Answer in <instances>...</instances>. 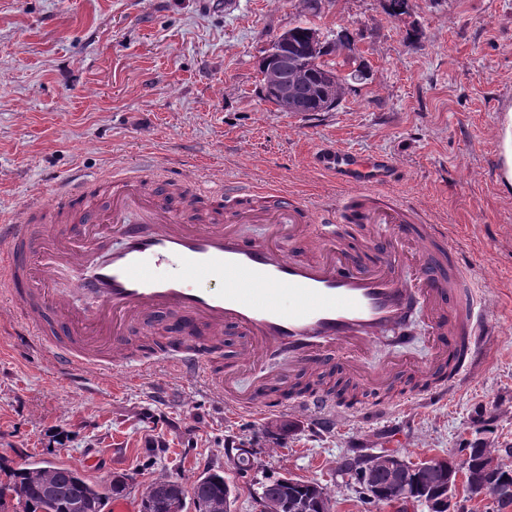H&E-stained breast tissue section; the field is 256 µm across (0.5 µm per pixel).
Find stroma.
Listing matches in <instances>:
<instances>
[{
    "mask_svg": "<svg viewBox=\"0 0 512 512\" xmlns=\"http://www.w3.org/2000/svg\"><path fill=\"white\" fill-rule=\"evenodd\" d=\"M324 39L353 34L369 75L345 84L326 112H283L265 99L259 62L298 25ZM512 0H0V221L25 217L70 174L141 168L146 190L184 194L207 217L198 186H271L311 204L342 194L309 159L320 148L382 154L398 175L388 192L448 225L486 286L491 333L443 397L406 371L393 406H336L324 426L287 408L228 411L200 382L177 378L155 342L166 319L135 325L130 351L151 372L118 367L74 385L43 345L14 344L22 324L0 309V465L42 461L95 481L131 476L128 499L165 476L191 483L223 472L234 512H260L261 486L288 475L325 488L336 512H399L361 494L344 463L384 451L416 463L512 445V185L495 145L512 137ZM405 347L380 343L371 361L430 362L424 329ZM254 455L237 468L241 450Z\"/></svg>",
    "mask_w": 512,
    "mask_h": 512,
    "instance_id": "obj_1",
    "label": "stroma"
}]
</instances>
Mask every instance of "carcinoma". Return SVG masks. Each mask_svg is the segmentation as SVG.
<instances>
[{"label": "carcinoma", "mask_w": 512, "mask_h": 512, "mask_svg": "<svg viewBox=\"0 0 512 512\" xmlns=\"http://www.w3.org/2000/svg\"><path fill=\"white\" fill-rule=\"evenodd\" d=\"M310 26L298 25L288 30V46L282 53L261 59L259 71L282 70L288 67L293 73L306 68L305 82L297 87V94L304 110L326 111L329 104L338 103L348 78L341 75L339 67L350 62L345 51L352 50L355 39L340 32L336 38L325 42V50L311 58L305 55V44ZM128 487V478L115 476L104 485L95 483L79 471L63 464L47 462L23 468L0 467V512H104L108 501L120 497ZM230 485L224 475L214 471L195 479L190 489L170 479L160 477L148 485L142 495V512H171L173 502H186L191 498L196 512H210V507L224 500ZM261 496L274 503L278 512H288V502L294 497L306 498L314 504L328 496L324 488L297 480L288 484V478L274 479L262 486Z\"/></svg>", "instance_id": "1"}]
</instances>
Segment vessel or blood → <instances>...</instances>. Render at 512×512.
<instances>
[{"label":"vessel or blood","instance_id":"vessel-or-blood-1","mask_svg":"<svg viewBox=\"0 0 512 512\" xmlns=\"http://www.w3.org/2000/svg\"><path fill=\"white\" fill-rule=\"evenodd\" d=\"M314 165L344 186L337 205L317 208L275 188L225 184L211 193L219 208L206 226L179 223L164 194L142 191L139 175L106 180L110 204L99 212L86 179L69 176L28 211L75 207L77 223L0 224V286L23 324L17 345L40 340L45 318H55L62 339L49 346L52 363L78 383L122 361L121 341L133 324L173 313L178 346L169 367L205 380L227 409L257 417L278 409L264 392L270 381L317 373L339 355L375 395L367 412L388 410L382 395L396 362L369 372L363 365L385 334L406 343L415 316L437 346L419 375L467 367L490 330L476 277L447 225L386 193L394 177L387 158L336 148ZM250 222L268 225V236H241L239 225ZM343 224L364 225L366 260L339 239ZM107 233L120 248L89 257V243ZM168 264L176 274H162ZM202 280L212 288H199ZM228 329L242 333L238 358L257 371L251 390L240 388L236 374H213L199 347Z\"/></svg>","mask_w":512,"mask_h":512}]
</instances>
